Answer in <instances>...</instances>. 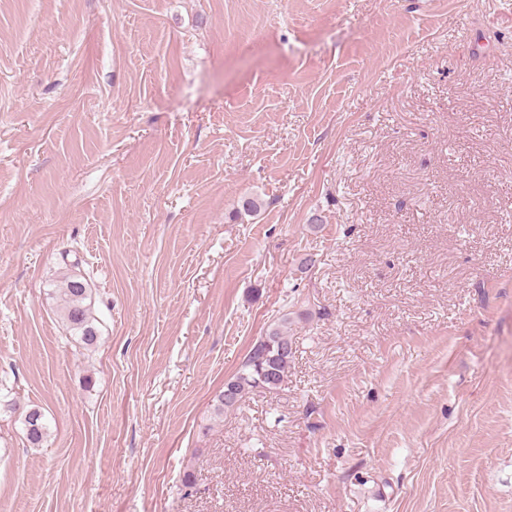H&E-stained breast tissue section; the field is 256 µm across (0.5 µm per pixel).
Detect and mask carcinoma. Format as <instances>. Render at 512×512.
<instances>
[{
    "instance_id": "cac0c4a2",
    "label": "carcinoma",
    "mask_w": 512,
    "mask_h": 512,
    "mask_svg": "<svg viewBox=\"0 0 512 512\" xmlns=\"http://www.w3.org/2000/svg\"><path fill=\"white\" fill-rule=\"evenodd\" d=\"M262 202L256 197H244L234 218L260 211ZM59 310L68 328L85 348L95 346L99 340L97 319L93 314L92 294L86 278L71 271L63 276L58 288ZM290 313L286 312L258 337L242 361L235 375L224 381L215 395L214 420L223 418L224 411L236 407L254 390L273 391L281 387L288 376L295 351L288 336ZM26 439L34 447L42 445L49 435V427L42 410L28 408L23 415Z\"/></svg>"
}]
</instances>
